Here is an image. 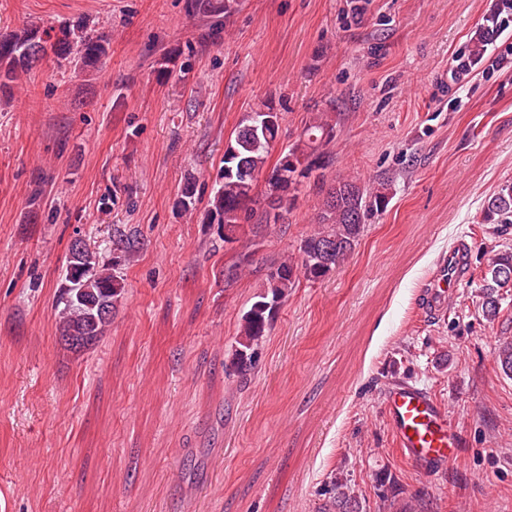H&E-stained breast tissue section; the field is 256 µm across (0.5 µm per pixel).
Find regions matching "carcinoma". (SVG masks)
<instances>
[{"label": "carcinoma", "instance_id": "carcinoma-1", "mask_svg": "<svg viewBox=\"0 0 512 512\" xmlns=\"http://www.w3.org/2000/svg\"><path fill=\"white\" fill-rule=\"evenodd\" d=\"M230 2L185 0V8L192 16L213 19L205 38L217 41L224 30V19L230 16ZM108 40L107 34L83 21L57 29L31 26L0 34V99L11 100L16 82L50 52L57 60L73 63L81 71L97 70L107 54ZM280 120L281 112L271 100L245 115L234 138L226 144L221 181L208 200L211 223L224 225V234L233 235L238 242L259 238L268 225L281 223L294 207L306 180L314 179L322 193L315 219L317 228L301 239L298 256L270 262L261 289L240 318L233 357L236 371L243 378L252 369L253 350L262 343L271 324L268 305L285 302L300 279L319 281L339 267L357 246L368 219L386 208L392 197L391 184L386 182L366 186L352 179H325L324 170L331 164L325 146L332 140L333 127L322 112L313 116L298 140L281 154L271 173L265 174ZM274 193L282 200L278 210L267 204L255 207L259 198L266 199ZM197 202L195 183L188 181L176 207L189 212L196 209ZM485 213L488 221L512 224V183L488 199ZM113 245L116 260L110 264L100 262L97 253L84 244L70 246L67 266L75 270L73 299L57 300V309L60 342L74 354L99 342L112 324L125 291L119 266L139 249L140 241L136 233L117 228ZM251 261V253L238 254L224 268L225 282L237 280ZM480 288L482 316L493 323L502 312L503 290L512 288L511 250L494 254L481 275ZM495 362L504 374L512 375V340L498 347ZM330 491V500L319 512H362L346 485L334 483Z\"/></svg>", "mask_w": 512, "mask_h": 512}]
</instances>
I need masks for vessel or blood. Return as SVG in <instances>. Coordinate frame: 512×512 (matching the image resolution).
I'll return each mask as SVG.
<instances>
[{
	"instance_id": "1",
	"label": "vessel or blood",
	"mask_w": 512,
	"mask_h": 512,
	"mask_svg": "<svg viewBox=\"0 0 512 512\" xmlns=\"http://www.w3.org/2000/svg\"><path fill=\"white\" fill-rule=\"evenodd\" d=\"M471 248L461 243L440 264L439 275L425 291L423 304L432 314L446 313L448 300L463 281ZM381 404L402 457L423 476L431 477L458 460L461 439L444 406L426 389L393 378L387 381Z\"/></svg>"
}]
</instances>
